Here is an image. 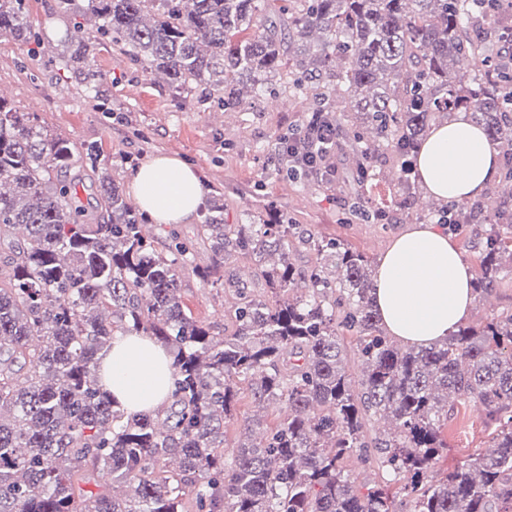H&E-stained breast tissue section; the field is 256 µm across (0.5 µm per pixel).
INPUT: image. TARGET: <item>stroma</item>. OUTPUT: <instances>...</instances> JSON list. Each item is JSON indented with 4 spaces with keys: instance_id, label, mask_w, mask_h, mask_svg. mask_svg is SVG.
<instances>
[{
    "instance_id": "1",
    "label": "stroma",
    "mask_w": 512,
    "mask_h": 512,
    "mask_svg": "<svg viewBox=\"0 0 512 512\" xmlns=\"http://www.w3.org/2000/svg\"><path fill=\"white\" fill-rule=\"evenodd\" d=\"M25 7L30 37L0 36V87H6L5 99L15 109L37 115L42 126L76 146L74 172H82L86 152H94L99 169L127 193L137 168L174 153L195 168L204 196L221 199L225 223L248 224L254 216L274 210L319 239L351 245L373 262L417 217L427 215L428 197L423 193L411 209H396L391 178L383 172L385 159L379 156L375 166L382 174L370 189L369 202L383 211V219L346 220V143L333 149L334 175L327 179L311 175L295 180L275 164L276 142L305 122L314 107L312 98L283 94L275 100L253 94L240 109L227 112L197 84L176 88L165 77L145 74L127 48L106 39L95 42L91 65L81 69L68 56L87 0H75L68 12L59 0H25ZM179 231L192 241L194 256L180 271L184 308L204 325L224 327L230 293L221 282H206L197 274L198 268L213 262L211 243L199 236L197 224L180 225ZM511 309L512 269L506 267L487 292L475 295L467 322L484 323ZM285 412L280 401L255 407L250 391L241 389L236 414L224 428L225 458L234 457L248 421H255L254 432L260 435L276 426ZM494 431L483 407L456 399L443 428L448 448L433 477L442 478L448 468L482 452Z\"/></svg>"
}]
</instances>
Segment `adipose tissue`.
<instances>
[{
  "label": "adipose tissue",
  "mask_w": 512,
  "mask_h": 512,
  "mask_svg": "<svg viewBox=\"0 0 512 512\" xmlns=\"http://www.w3.org/2000/svg\"><path fill=\"white\" fill-rule=\"evenodd\" d=\"M424 191L445 201L480 197L497 177L498 156L471 113L438 122L415 163ZM139 207L159 224H189L202 203L196 171L179 156L161 155L137 171ZM473 273L447 233L414 224L390 244L376 269L374 302L390 335L427 346L455 330L472 304ZM101 385L130 413H149L171 392L169 354L142 336H117L100 360Z\"/></svg>",
  "instance_id": "adipose-tissue-1"
}]
</instances>
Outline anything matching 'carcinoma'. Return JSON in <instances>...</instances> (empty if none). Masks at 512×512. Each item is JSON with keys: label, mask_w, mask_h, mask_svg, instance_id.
Listing matches in <instances>:
<instances>
[{"label": "carcinoma", "mask_w": 512, "mask_h": 512, "mask_svg": "<svg viewBox=\"0 0 512 512\" xmlns=\"http://www.w3.org/2000/svg\"><path fill=\"white\" fill-rule=\"evenodd\" d=\"M89 29L71 38L89 64L97 37L131 52L148 75L182 87L204 84L224 111L247 90L303 95L331 112L336 139L352 150L350 212L365 215L364 186L376 180L375 154L387 155L397 206L415 201L411 157L432 123L473 113L504 169L494 193L512 197V69L498 65L488 40L512 31L505 0H88ZM28 35L25 0H0V36ZM479 62L467 77L461 58ZM288 81L278 85L283 61ZM343 67L331 71L332 62ZM348 109L328 104L331 80ZM74 146L0 98V512H182L185 490L198 512H512V312L461 326L440 343H397L373 308V270L348 245L269 214L261 224H226L224 206L205 209L198 233L212 242L208 281L231 257L245 258L271 288L257 299L237 279L226 334L188 314L179 268L192 247L171 233L159 251L144 217L107 175L95 182L109 212L93 222L57 174ZM486 224L485 201L439 203L430 215ZM476 290L512 264V221L484 231ZM315 252L306 270L291 255ZM304 283L303 294L295 292ZM357 339L353 384L341 336ZM137 334L172 358L176 416L117 410L99 381V355L115 336ZM254 403L273 400L288 414L259 443L242 440L224 459V422L238 385ZM480 402L498 423L494 452L472 456L437 481L429 472L447 448L448 399ZM386 426L368 436L365 416ZM374 458L411 475L405 500L376 488L361 497L349 459ZM103 470L132 494L85 491Z\"/></svg>", "instance_id": "obj_1"}]
</instances>
